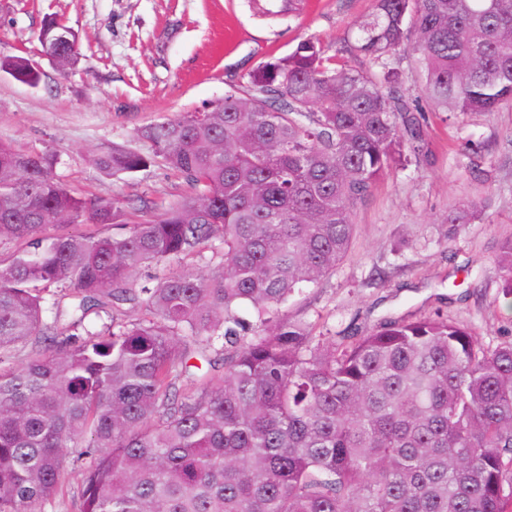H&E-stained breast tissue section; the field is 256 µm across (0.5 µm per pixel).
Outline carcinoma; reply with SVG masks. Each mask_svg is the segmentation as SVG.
<instances>
[{"mask_svg":"<svg viewBox=\"0 0 512 512\" xmlns=\"http://www.w3.org/2000/svg\"><path fill=\"white\" fill-rule=\"evenodd\" d=\"M57 27L39 39L69 66ZM348 53L376 71L304 39L140 126L146 150L93 154L110 175L161 161L193 190L121 234L116 202L0 142V512H46L67 462L75 512H512V342L437 315L338 344L284 314L347 255L375 182L427 155L424 113L512 102V0H374ZM0 69L40 81L24 57ZM498 266L512 298V239Z\"/></svg>","mask_w":512,"mask_h":512,"instance_id":"carcinoma-1","label":"carcinoma"}]
</instances>
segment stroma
<instances>
[{"mask_svg":"<svg viewBox=\"0 0 512 512\" xmlns=\"http://www.w3.org/2000/svg\"><path fill=\"white\" fill-rule=\"evenodd\" d=\"M373 0H305L275 19L250 0H0V57L24 56L42 77L0 76V141L53 157L75 192L117 202L126 220L187 196L161 165L111 176L89 152L135 145L138 127L222 99L229 79L314 37L341 53ZM56 19L78 59L59 71L38 39ZM429 155L378 180L355 212L346 258L288 303V316L324 336L365 333L391 319L435 314L469 325L489 346L512 340V300L496 258L512 238V103L491 113L426 115ZM489 179L471 173V162ZM490 198L485 220L449 232L440 218L461 200Z\"/></svg>","mask_w":512,"mask_h":512,"instance_id":"1","label":"stroma"}]
</instances>
